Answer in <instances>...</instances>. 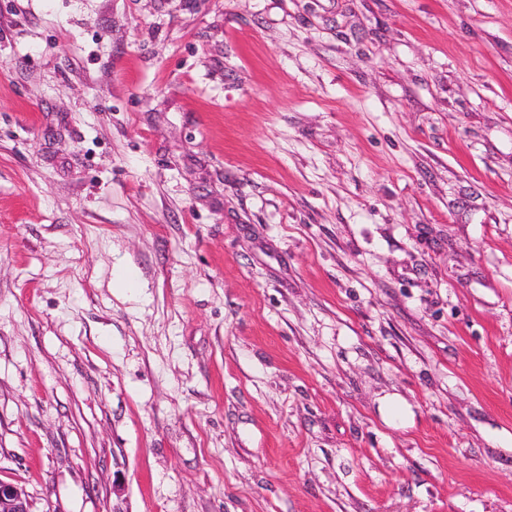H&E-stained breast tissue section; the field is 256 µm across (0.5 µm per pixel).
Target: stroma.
<instances>
[{
    "label": "stroma",
    "instance_id": "1",
    "mask_svg": "<svg viewBox=\"0 0 512 512\" xmlns=\"http://www.w3.org/2000/svg\"><path fill=\"white\" fill-rule=\"evenodd\" d=\"M0 480L512 512V0H0Z\"/></svg>",
    "mask_w": 512,
    "mask_h": 512
}]
</instances>
